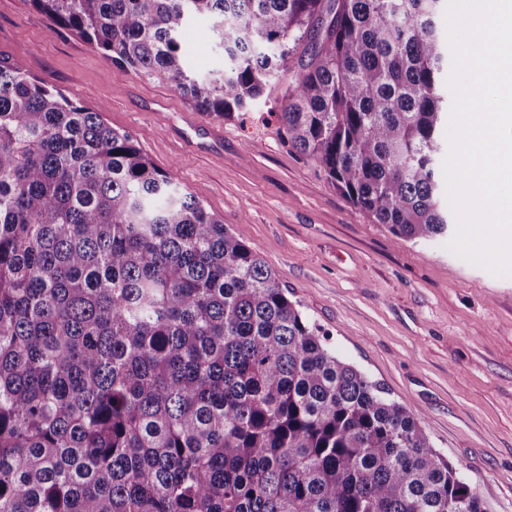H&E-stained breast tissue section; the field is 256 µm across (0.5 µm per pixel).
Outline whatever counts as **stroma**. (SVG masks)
I'll list each match as a JSON object with an SVG mask.
<instances>
[{"mask_svg":"<svg viewBox=\"0 0 512 512\" xmlns=\"http://www.w3.org/2000/svg\"><path fill=\"white\" fill-rule=\"evenodd\" d=\"M209 27L198 20L181 36L197 72L222 64ZM0 58L131 135L263 258L341 359L418 413L485 512H512V277L459 258L445 237L397 240L289 147L278 114L307 51L252 108L224 119L105 60L31 0H0Z\"/></svg>","mask_w":512,"mask_h":512,"instance_id":"obj_1","label":"stroma"}]
</instances>
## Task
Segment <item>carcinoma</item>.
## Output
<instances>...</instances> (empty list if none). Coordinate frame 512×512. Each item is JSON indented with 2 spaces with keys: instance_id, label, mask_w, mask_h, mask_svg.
Here are the masks:
<instances>
[{
  "instance_id": "carcinoma-1",
  "label": "carcinoma",
  "mask_w": 512,
  "mask_h": 512,
  "mask_svg": "<svg viewBox=\"0 0 512 512\" xmlns=\"http://www.w3.org/2000/svg\"><path fill=\"white\" fill-rule=\"evenodd\" d=\"M218 118L279 119L373 223L449 233L445 0H31ZM211 21L224 68L186 69ZM0 512H483L415 413L102 112L0 60Z\"/></svg>"
}]
</instances>
